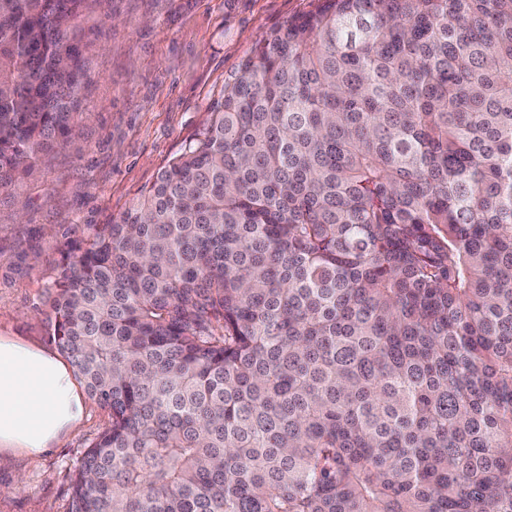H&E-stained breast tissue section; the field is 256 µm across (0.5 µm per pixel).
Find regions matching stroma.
<instances>
[{
    "mask_svg": "<svg viewBox=\"0 0 512 512\" xmlns=\"http://www.w3.org/2000/svg\"><path fill=\"white\" fill-rule=\"evenodd\" d=\"M317 0H98L79 36L80 134L0 187V335L51 347L48 301L66 257L119 220L206 126L224 80ZM86 415L57 451L0 457V512H68L73 470L111 423Z\"/></svg>",
    "mask_w": 512,
    "mask_h": 512,
    "instance_id": "stroma-1",
    "label": "stroma"
}]
</instances>
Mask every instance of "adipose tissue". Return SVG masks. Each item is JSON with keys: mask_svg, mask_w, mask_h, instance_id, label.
<instances>
[{"mask_svg": "<svg viewBox=\"0 0 512 512\" xmlns=\"http://www.w3.org/2000/svg\"><path fill=\"white\" fill-rule=\"evenodd\" d=\"M85 395L56 353L0 336V454L55 450L83 420Z\"/></svg>", "mask_w": 512, "mask_h": 512, "instance_id": "1", "label": "adipose tissue"}]
</instances>
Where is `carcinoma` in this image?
I'll use <instances>...</instances> for the list:
<instances>
[{"label": "carcinoma", "instance_id": "cac0c4a2", "mask_svg": "<svg viewBox=\"0 0 512 512\" xmlns=\"http://www.w3.org/2000/svg\"><path fill=\"white\" fill-rule=\"evenodd\" d=\"M97 0H0V186ZM63 267L111 425L69 512H512V0H317Z\"/></svg>", "mask_w": 512, "mask_h": 512}]
</instances>
